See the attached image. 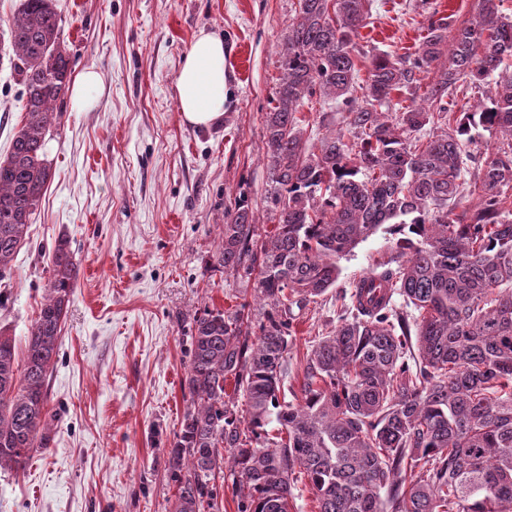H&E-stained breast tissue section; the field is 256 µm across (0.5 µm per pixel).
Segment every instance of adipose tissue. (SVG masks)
I'll return each mask as SVG.
<instances>
[{
  "mask_svg": "<svg viewBox=\"0 0 512 512\" xmlns=\"http://www.w3.org/2000/svg\"><path fill=\"white\" fill-rule=\"evenodd\" d=\"M224 42L206 31L199 32L185 54L176 89L184 123L209 127L224 115L226 82Z\"/></svg>",
  "mask_w": 512,
  "mask_h": 512,
  "instance_id": "adipose-tissue-1",
  "label": "adipose tissue"
}]
</instances>
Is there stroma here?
Returning <instances> with one entry per match:
<instances>
[{"mask_svg":"<svg viewBox=\"0 0 512 512\" xmlns=\"http://www.w3.org/2000/svg\"><path fill=\"white\" fill-rule=\"evenodd\" d=\"M20 0H0V158L24 116L10 65L8 23ZM73 73L95 69L93 105L56 103L46 136L51 180L0 285V328L24 341L48 283L58 238L79 266L58 362L49 378L50 448L24 470H0V512H170L169 445L189 392L195 315L234 308L245 286L210 268L217 224L238 197L270 228L263 114L280 74L297 0H56ZM480 0H374L359 46L414 53L429 18L473 21ZM221 35L224 117L188 126L176 78L199 30ZM379 227L337 262L336 285L298 312L284 391H298L303 357L332 333L353 285L397 257Z\"/></svg>","mask_w":512,"mask_h":512,"instance_id":"stroma-1","label":"stroma"}]
</instances>
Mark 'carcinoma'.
Wrapping results in <instances>:
<instances>
[{
    "instance_id": "carcinoma-1",
    "label": "carcinoma",
    "mask_w": 512,
    "mask_h": 512,
    "mask_svg": "<svg viewBox=\"0 0 512 512\" xmlns=\"http://www.w3.org/2000/svg\"><path fill=\"white\" fill-rule=\"evenodd\" d=\"M502 3L482 0L451 34L430 22L414 55L375 54L362 80L371 0H298L263 115L274 227L259 234L242 202L224 215L211 263L253 283L254 299L191 327L190 404L167 458L173 512H219L226 471L238 512H290L302 476L318 512H512V75L489 103L452 110L460 86L512 58ZM9 38L26 105L0 159V278L47 191L46 135L71 75L55 0H22ZM316 104L343 125L322 115L309 129L303 110ZM476 126L502 141L469 183ZM470 196L475 209L461 208ZM383 224L404 234L403 260L356 283L336 330L306 354L300 394L282 399L295 310ZM77 278L61 238L23 361L0 331V468L50 445L47 377Z\"/></svg>"
}]
</instances>
